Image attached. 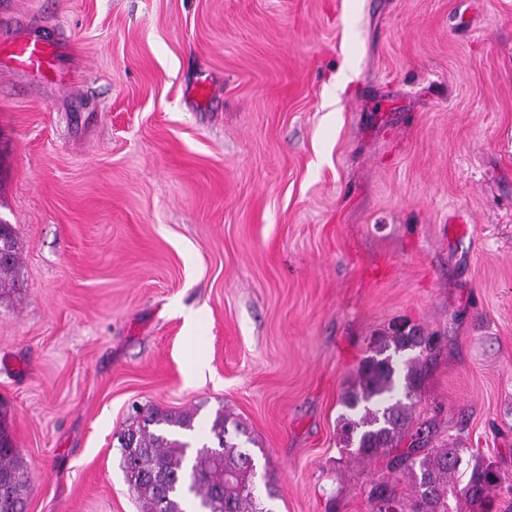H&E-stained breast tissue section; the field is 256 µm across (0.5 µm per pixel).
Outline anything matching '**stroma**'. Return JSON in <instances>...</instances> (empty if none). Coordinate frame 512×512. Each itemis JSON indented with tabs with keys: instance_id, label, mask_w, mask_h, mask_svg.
<instances>
[{
	"instance_id": "obj_1",
	"label": "stroma",
	"mask_w": 512,
	"mask_h": 512,
	"mask_svg": "<svg viewBox=\"0 0 512 512\" xmlns=\"http://www.w3.org/2000/svg\"><path fill=\"white\" fill-rule=\"evenodd\" d=\"M0 221L28 512H139L136 403L232 413L272 512L410 496L338 421L403 323L415 422L512 476V0H0ZM57 47L53 40H36L18 45L12 52V58L19 66L40 71L50 64ZM20 254L18 239L12 224L0 222V288L16 286V270Z\"/></svg>"
}]
</instances>
